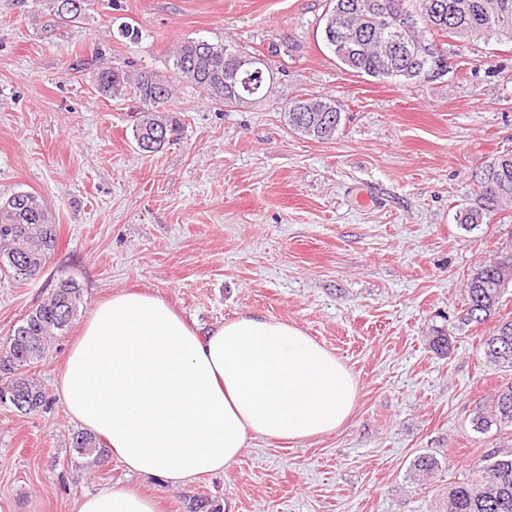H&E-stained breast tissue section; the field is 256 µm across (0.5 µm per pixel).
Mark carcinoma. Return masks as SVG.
Masks as SVG:
<instances>
[{"mask_svg": "<svg viewBox=\"0 0 512 512\" xmlns=\"http://www.w3.org/2000/svg\"><path fill=\"white\" fill-rule=\"evenodd\" d=\"M321 21L323 41L342 65L378 81L412 83L448 68V47L440 41L442 37L463 44L474 38L512 40V0H329ZM387 27L398 29L400 39L413 47L425 43L427 51L418 49L413 56L393 54L381 39ZM241 57L222 42L186 41L174 54V72L179 81L222 104L224 94L214 92V84H224V74L234 70ZM158 81L163 83L168 106L174 95L171 83L152 71L132 75L106 66L98 72L97 89L108 99L131 96L142 103L152 97ZM285 116L290 129L317 141L333 138L342 123L341 109L322 97L289 103ZM159 122L167 127V139L156 143L154 153L178 140L179 122L168 114L143 112L133 128V138L139 142ZM475 182L480 191L478 206L461 215V225L468 230L480 227L492 212L512 205V151L488 162L475 175ZM56 241L57 224L37 194L20 192L0 198V272L17 282L30 280V274L42 271ZM505 268L512 269V245L471 271L464 321L481 323L496 317L505 293ZM81 304L80 288L71 280L60 281L0 345L1 406L27 414L46 404L45 390L27 377V367L47 355L51 341L66 332ZM481 347L487 363L511 373L512 319L497 320ZM472 424L479 433L512 430V377L499 385L488 402L476 405ZM72 443L82 458L99 460L105 453L100 439L86 431L74 433ZM438 469V460L424 453L413 460L410 473L423 481ZM439 512H512V454L485 459L469 479L448 488Z\"/></svg>", "mask_w": 512, "mask_h": 512, "instance_id": "obj_1", "label": "carcinoma"}]
</instances>
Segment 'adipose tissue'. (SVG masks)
<instances>
[{
  "mask_svg": "<svg viewBox=\"0 0 512 512\" xmlns=\"http://www.w3.org/2000/svg\"><path fill=\"white\" fill-rule=\"evenodd\" d=\"M58 393L81 427L130 472L183 485L223 472L254 438L301 441L352 415L350 369L298 326L240 315L207 332L161 298L118 292L70 345ZM76 512H159L124 486Z\"/></svg>",
  "mask_w": 512,
  "mask_h": 512,
  "instance_id": "obj_1",
  "label": "adipose tissue"
}]
</instances>
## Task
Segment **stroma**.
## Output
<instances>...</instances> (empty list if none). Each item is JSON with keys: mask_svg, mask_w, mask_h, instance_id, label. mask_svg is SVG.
<instances>
[{"mask_svg": "<svg viewBox=\"0 0 512 512\" xmlns=\"http://www.w3.org/2000/svg\"><path fill=\"white\" fill-rule=\"evenodd\" d=\"M328 0H88L59 19L54 0H0V197L38 194L57 222L41 275H0V342L59 280L82 292L76 316L122 291L167 301L213 326L253 313L302 328L353 373L356 407L336 431L301 442L259 438L223 473L172 486L116 458L88 467L57 392L76 327L28 369L48 408L0 406V512H75L88 492L123 484L161 512H437L485 456L512 453V431H474L477 402L504 375L465 323L474 267L512 243V210L465 230L475 171L512 150V42L478 40L449 72L380 82L340 66L319 20ZM139 29L138 42L120 28ZM273 52L264 96L215 104L175 83L179 140L158 154L132 135L138 103L96 86L99 62L173 75L187 40ZM335 100L334 138L291 130L284 108ZM448 333L447 355L430 338ZM439 468L419 482L413 459Z\"/></svg>", "mask_w": 512, "mask_h": 512, "instance_id": "obj_1", "label": "stroma"}]
</instances>
